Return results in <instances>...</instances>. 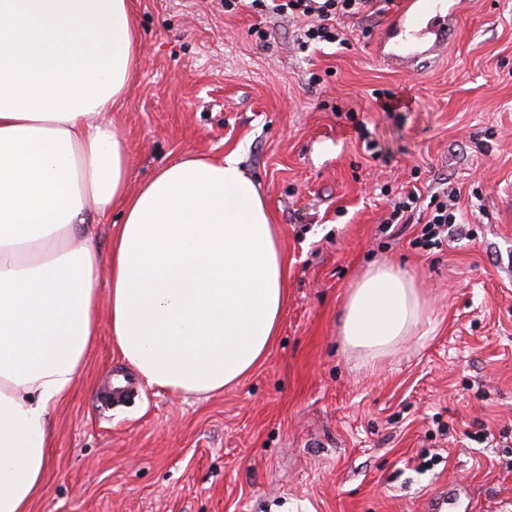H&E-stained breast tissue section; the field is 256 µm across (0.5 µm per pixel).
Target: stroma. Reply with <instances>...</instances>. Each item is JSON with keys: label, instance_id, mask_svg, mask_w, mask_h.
Returning <instances> with one entry per match:
<instances>
[{"label": "stroma", "instance_id": "35a3bbf8", "mask_svg": "<svg viewBox=\"0 0 512 512\" xmlns=\"http://www.w3.org/2000/svg\"><path fill=\"white\" fill-rule=\"evenodd\" d=\"M132 4L143 62L107 115L130 190L177 157L239 151L284 242L288 300L264 362L209 395L144 385L104 407L125 362L101 333L53 412L31 512H427L444 492L447 512H512V0H465L414 71L375 52L390 4L350 21L349 47L306 51L295 23L245 4ZM447 186L465 222L420 247ZM413 188L409 223L384 229ZM378 264L413 277L428 312L367 368L340 330Z\"/></svg>", "mask_w": 512, "mask_h": 512}]
</instances>
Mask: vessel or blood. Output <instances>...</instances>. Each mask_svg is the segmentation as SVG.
Segmentation results:
<instances>
[{
  "instance_id": "1",
  "label": "vessel or blood",
  "mask_w": 512,
  "mask_h": 512,
  "mask_svg": "<svg viewBox=\"0 0 512 512\" xmlns=\"http://www.w3.org/2000/svg\"><path fill=\"white\" fill-rule=\"evenodd\" d=\"M455 13L456 0H407L405 7L388 24L378 44L382 61L390 66L404 61L427 62L443 44ZM138 389L139 384L133 376L116 377L106 399L116 404Z\"/></svg>"
}]
</instances>
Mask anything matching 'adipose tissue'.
Wrapping results in <instances>:
<instances>
[{
    "label": "adipose tissue",
    "instance_id": "obj_1",
    "mask_svg": "<svg viewBox=\"0 0 512 512\" xmlns=\"http://www.w3.org/2000/svg\"><path fill=\"white\" fill-rule=\"evenodd\" d=\"M142 53L131 0H0V512L42 495L52 412L101 325L140 379L177 395L237 384L279 332L284 243L237 153L175 159L128 190L105 114ZM115 210L104 258L87 217ZM424 314L414 281L378 265L348 295L343 340L374 361Z\"/></svg>",
    "mask_w": 512,
    "mask_h": 512
}]
</instances>
